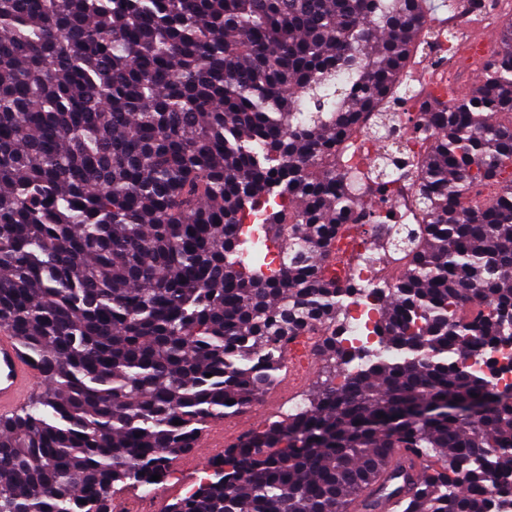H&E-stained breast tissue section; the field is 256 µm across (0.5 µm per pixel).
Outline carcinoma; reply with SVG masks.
Instances as JSON below:
<instances>
[{"instance_id": "cac0c4a2", "label": "carcinoma", "mask_w": 512, "mask_h": 512, "mask_svg": "<svg viewBox=\"0 0 512 512\" xmlns=\"http://www.w3.org/2000/svg\"><path fill=\"white\" fill-rule=\"evenodd\" d=\"M430 22L429 0H0V326L46 380L0 418V512H112L263 397L314 324L328 378L305 407L164 512H352L396 448L423 467L386 512L512 496V398L460 367L512 339V24L426 109L424 154L347 165L368 113L417 96ZM395 181L414 196L377 246L400 267L386 354L338 384L355 287L323 265L390 221ZM480 183L496 194L465 206ZM256 212L277 268L245 247ZM450 400L478 412H423ZM365 233L353 232L348 237L342 239L338 244H335L332 249V255L336 252V256L342 257L345 254H350V246L361 255L369 254L375 245L374 239L385 233L387 224H366L364 226Z\"/></svg>"}]
</instances>
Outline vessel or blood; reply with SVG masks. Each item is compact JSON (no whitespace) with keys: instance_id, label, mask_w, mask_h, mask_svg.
Masks as SVG:
<instances>
[{"instance_id":"obj_1","label":"vessel or blood","mask_w":512,"mask_h":512,"mask_svg":"<svg viewBox=\"0 0 512 512\" xmlns=\"http://www.w3.org/2000/svg\"><path fill=\"white\" fill-rule=\"evenodd\" d=\"M41 375L34 361L8 329L0 330V416L15 413L30 400ZM393 465L385 476L389 488L411 487L419 478L414 456L399 448L392 454Z\"/></svg>"}]
</instances>
